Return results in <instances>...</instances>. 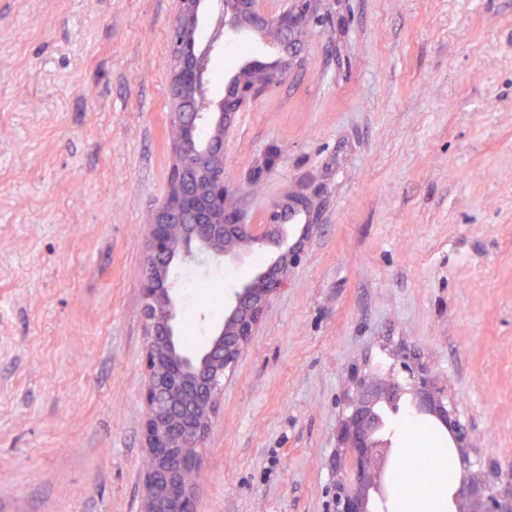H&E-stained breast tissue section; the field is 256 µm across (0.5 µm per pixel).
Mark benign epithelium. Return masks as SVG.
Masks as SVG:
<instances>
[{
  "label": "benign epithelium",
  "mask_w": 512,
  "mask_h": 512,
  "mask_svg": "<svg viewBox=\"0 0 512 512\" xmlns=\"http://www.w3.org/2000/svg\"><path fill=\"white\" fill-rule=\"evenodd\" d=\"M173 29L171 123L173 141L165 200L149 224L142 316L146 326L144 448L155 461L142 478L140 512H196V484L185 466L200 467L199 449L224 379L234 372L251 344L272 299L288 284V275L304 258L302 240L318 223L317 210L302 193H286L264 209L255 223L241 203V189L224 179V144L239 115L260 95L250 67L233 76L224 96L208 99L200 68L223 34L270 26L279 32L275 63L282 74L303 66L302 26L317 13L320 0H292L267 14L260 0H219L215 36L195 48L186 25L198 26L201 0H177ZM302 213L306 224L294 239L288 215ZM271 249L266 265L228 294L224 324L210 336L202 355L174 354L180 298L171 277L173 261L208 262L232 267L257 249ZM404 377L358 375L355 396L336 428V459L330 512H374L384 496L383 477L393 462L385 433L389 417L433 418L456 449L461 479L455 493L460 512H512V469L502 471L473 453V435L462 423L448 392L414 355L401 362Z\"/></svg>",
  "instance_id": "obj_1"
}]
</instances>
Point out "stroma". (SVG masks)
<instances>
[{
  "label": "stroma",
  "mask_w": 512,
  "mask_h": 512,
  "mask_svg": "<svg viewBox=\"0 0 512 512\" xmlns=\"http://www.w3.org/2000/svg\"><path fill=\"white\" fill-rule=\"evenodd\" d=\"M177 0H0V512H139L147 226ZM224 147L319 222L224 382L197 512H328L354 374L417 355L512 464V0H322ZM216 43L231 76L272 59Z\"/></svg>",
  "instance_id": "1"
}]
</instances>
